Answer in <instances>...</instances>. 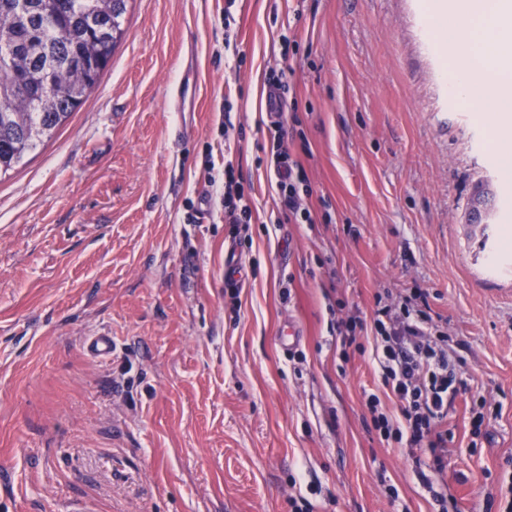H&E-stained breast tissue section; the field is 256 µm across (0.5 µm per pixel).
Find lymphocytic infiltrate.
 Listing matches in <instances>:
<instances>
[{
    "label": "lymphocytic infiltrate",
    "mask_w": 512,
    "mask_h": 512,
    "mask_svg": "<svg viewBox=\"0 0 512 512\" xmlns=\"http://www.w3.org/2000/svg\"><path fill=\"white\" fill-rule=\"evenodd\" d=\"M271 156L276 164V183L285 221L313 223L310 210L298 203L299 188L307 184L304 168L283 146L282 132L272 136ZM244 180L232 161L224 163V221L233 236L248 231L253 205ZM372 357L383 394H368L366 409L382 440L406 442L424 454L430 472L442 471L448 459V407L465 384L458 374L460 360L448 345V336L433 321L427 294L415 290L399 312L379 306L372 328ZM392 396L396 412H388L382 395Z\"/></svg>",
    "instance_id": "1"
}]
</instances>
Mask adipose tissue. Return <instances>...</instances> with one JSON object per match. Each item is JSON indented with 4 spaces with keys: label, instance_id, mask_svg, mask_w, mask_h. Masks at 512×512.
<instances>
[{
    "label": "adipose tissue",
    "instance_id": "1",
    "mask_svg": "<svg viewBox=\"0 0 512 512\" xmlns=\"http://www.w3.org/2000/svg\"><path fill=\"white\" fill-rule=\"evenodd\" d=\"M489 18L497 36L478 42V25ZM437 25L445 33L449 58L467 61L455 74L452 95L488 114L511 112L512 81L504 79L501 65L512 59V0H454L448 13L438 15Z\"/></svg>",
    "mask_w": 512,
    "mask_h": 512
}]
</instances>
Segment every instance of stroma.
<instances>
[{
    "instance_id": "1",
    "label": "stroma",
    "mask_w": 512,
    "mask_h": 512,
    "mask_svg": "<svg viewBox=\"0 0 512 512\" xmlns=\"http://www.w3.org/2000/svg\"><path fill=\"white\" fill-rule=\"evenodd\" d=\"M431 2L129 0L98 85L0 177V512L78 497L95 512H499L512 256L494 249L512 238V181L448 91ZM279 70L311 224L280 221L264 103ZM228 154L254 186L244 242L224 222ZM481 180L499 202L483 235L465 224ZM417 288L467 384L430 475L444 507L410 448L367 426L371 355L332 330ZM99 331L110 359L84 348ZM482 397L501 410L475 441Z\"/></svg>"
}]
</instances>
